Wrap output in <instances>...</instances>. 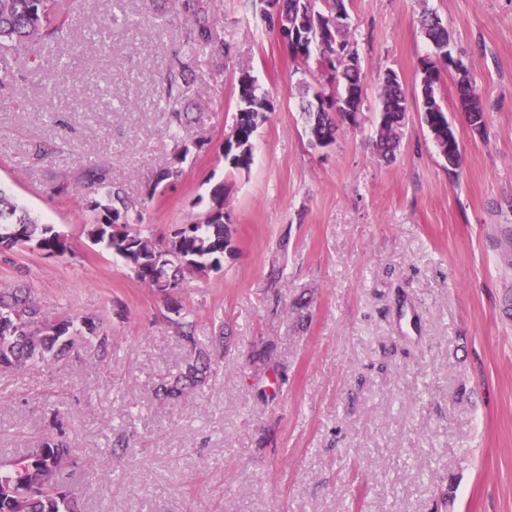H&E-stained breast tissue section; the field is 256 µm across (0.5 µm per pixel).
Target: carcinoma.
Returning a JSON list of instances; mask_svg holds the SVG:
<instances>
[{
    "label": "carcinoma",
    "instance_id": "1",
    "mask_svg": "<svg viewBox=\"0 0 512 512\" xmlns=\"http://www.w3.org/2000/svg\"><path fill=\"white\" fill-rule=\"evenodd\" d=\"M284 15L281 21L309 34L317 29L328 30L336 9H346L344 0H283ZM180 9L192 19L185 32V43L190 54L224 52V43L212 39L213 20L202 0H180ZM422 28L435 56L449 47L448 30L435 15L423 13ZM62 0H0V89H17L23 76L15 73L4 61V55L18 50L28 43H40L53 50L66 35ZM356 51L348 29L344 28L333 37V42L322 46L319 37L306 44L302 55L291 54V59L301 66L302 73L312 70L322 72V66L332 59L336 45ZM185 64L170 74L168 86L161 101L169 107L173 89L186 81ZM334 75L328 82L334 85L335 94L328 99V107L320 110L304 109L306 133L311 141L320 143L324 136L334 137L340 123L355 121L362 111L364 97L350 98L351 90H364L362 72L330 66ZM457 89L461 111L466 122L470 115H484L478 94L468 75L458 79ZM429 113L433 120L425 121L432 130L431 139L439 154L454 165L448 156V117L435 91H429ZM380 112L374 128L372 147L375 154L389 160L400 145L399 125L407 116V96L400 78L391 72V79L380 84ZM272 110V103L264 94L256 92L254 79L244 71L239 77V94L233 128L236 130L235 159L224 155L229 168L247 170L254 157V135L258 126ZM190 152L184 145L175 156V163L161 167L154 173L147 198L132 201L125 197L121 188L107 182L100 167L85 172V179L97 187V196L87 202V220L84 230L95 244L121 256L135 277L153 291L167 296L165 280L201 279L222 266L224 253L234 249L229 225L224 223V186L211 192L212 205L202 219L184 224L164 240H155L142 233L138 226L145 223L148 202L156 194L164 192L182 174L177 163ZM18 247L47 255L62 256L68 251L63 234L52 224H41L0 189V253ZM85 332L95 337V350L103 357L109 349V337L101 331L97 318L84 316L80 320ZM182 339L190 347V355L184 369L175 377L162 382L155 393L169 402L179 401L189 391L202 385L211 364L210 355L198 348L192 326L176 323ZM77 331L71 317L51 319L22 288H0V368L24 367L36 363H60L71 348L69 336ZM93 468V463L79 454L70 435L63 427L44 434L37 446L26 454L0 462V512H83L79 496L68 484L76 472Z\"/></svg>",
    "mask_w": 512,
    "mask_h": 512
}]
</instances>
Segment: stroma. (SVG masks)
Returning <instances> with one entry per match:
<instances>
[{
	"mask_svg": "<svg viewBox=\"0 0 512 512\" xmlns=\"http://www.w3.org/2000/svg\"><path fill=\"white\" fill-rule=\"evenodd\" d=\"M206 5L229 55L189 57L190 21L170 0H73L62 45L10 57L25 81L0 92V187L69 251L0 257V287L26 284L50 318H98L111 353L77 336L65 363L0 369V458L34 447L57 407L95 463L72 481L86 512H512V0H346L366 93L326 147L301 116L319 83L260 0ZM426 10L484 106L477 132L442 75L453 169L418 112ZM51 54L69 68L46 66ZM180 60L190 72L168 110L158 99ZM243 69L274 109L250 170L233 171L222 149ZM389 70L409 112L387 163L369 138ZM181 143L183 174L141 229L166 237L199 219L220 184L234 249L163 297L86 237L82 174L102 167L139 200ZM179 307L215 361L169 403L154 390L188 355Z\"/></svg>",
	"mask_w": 512,
	"mask_h": 512,
	"instance_id": "1",
	"label": "stroma"
}]
</instances>
